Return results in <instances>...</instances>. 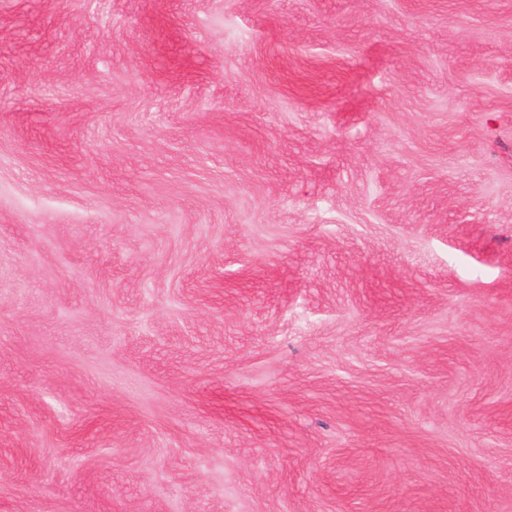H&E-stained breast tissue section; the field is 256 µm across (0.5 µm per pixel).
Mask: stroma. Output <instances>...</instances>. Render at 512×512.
I'll use <instances>...</instances> for the list:
<instances>
[{
	"mask_svg": "<svg viewBox=\"0 0 512 512\" xmlns=\"http://www.w3.org/2000/svg\"><path fill=\"white\" fill-rule=\"evenodd\" d=\"M0 512H512V0H0Z\"/></svg>",
	"mask_w": 512,
	"mask_h": 512,
	"instance_id": "1",
	"label": "stroma"
}]
</instances>
